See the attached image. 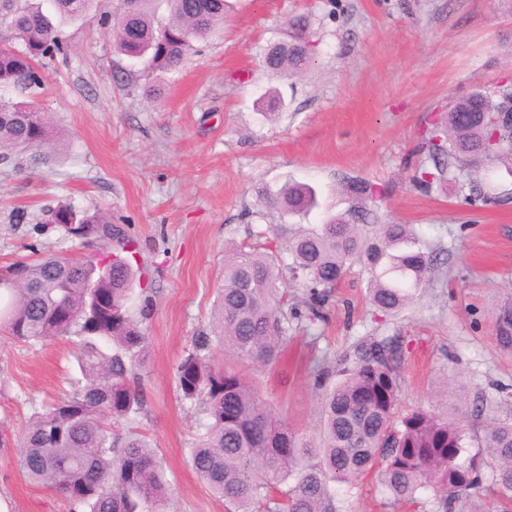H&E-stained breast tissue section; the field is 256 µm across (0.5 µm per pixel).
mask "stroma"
<instances>
[{"label": "stroma", "mask_w": 512, "mask_h": 512, "mask_svg": "<svg viewBox=\"0 0 512 512\" xmlns=\"http://www.w3.org/2000/svg\"><path fill=\"white\" fill-rule=\"evenodd\" d=\"M224 27L195 43L179 69L143 74L119 55L98 23L117 0H94L69 25L66 60L49 62L34 89L0 88L13 101L37 99L64 142L31 171L0 166V275L46 253L83 256L94 243L44 229L48 209L100 211L123 225L151 286L143 370L146 405L134 425L162 460L172 488L168 512H227L189 461L209 422L204 405L181 396L173 374L195 340L210 335L223 284L225 246L280 224L256 194L288 181L314 186L320 206L303 224L321 223L350 201L346 178L375 184L367 202L385 223L409 224L433 253L415 300L385 316L367 295L370 275L353 264L324 321L291 327L292 341L269 370L241 366L262 398L312 435L323 394L310 380L314 357L338 361L373 339L410 342L400 376L399 409L459 415L483 427L512 418V352L495 335L496 313L512 300V156L481 161L506 194L469 200L446 181L422 191L414 176L434 119L461 97L512 87V0H229ZM308 12L316 60L296 79L263 66L270 44L285 40L291 16ZM277 90L286 106L268 121L255 100ZM24 212L16 221L15 212ZM70 338L30 348L0 331V505L6 512H70L58 493L29 484L18 438L34 411L70 393L78 375ZM464 394L451 409L442 383ZM482 401L474 419L469 403ZM377 472L336 488L340 512H405L386 505Z\"/></svg>", "instance_id": "obj_1"}]
</instances>
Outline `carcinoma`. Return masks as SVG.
Wrapping results in <instances>:
<instances>
[{
  "instance_id": "cac0c4a2",
  "label": "carcinoma",
  "mask_w": 512,
  "mask_h": 512,
  "mask_svg": "<svg viewBox=\"0 0 512 512\" xmlns=\"http://www.w3.org/2000/svg\"><path fill=\"white\" fill-rule=\"evenodd\" d=\"M92 0H0V87L41 86L45 61L67 55L66 22L82 19ZM120 0L111 24L115 50L145 63V71L182 65L192 43L224 27L226 0ZM311 17L289 19V40L264 56L274 78H292L314 62ZM270 119L283 108L277 92L259 105ZM512 90L476 91L454 103L444 125L426 144L433 168L420 167L425 190L447 180L462 162L512 154ZM57 132L33 102L0 99V165L14 166L22 151L30 167L56 150ZM351 199L344 212L312 229L274 227L285 242L286 267L302 283V297L288 302L280 277L281 255L248 243L224 249V286L214 317V337L200 336L174 368L186 400L203 398L210 422L189 460L209 491L233 512H338L334 485L349 483L375 467L395 505L417 507L419 492L432 493L438 512H457L468 491L491 477L496 492L512 501V418L493 420L469 450L464 424L422 408L398 411L404 340L394 336L361 345L353 362L334 370L326 357L310 367L313 386L324 389L318 438L295 430L229 365H217L211 340L239 363L268 368L288 348V320L302 325L325 319L327 304L350 264L372 275L368 299L375 310L394 314L422 288L430 256L409 224H377L361 203L377 194L365 180L341 185ZM258 194L282 214H308L317 190L288 182ZM76 239L70 224L94 225L99 248L86 256L51 253L15 266L13 285L0 287V328L12 340L35 346L75 336L80 378L73 392L31 417L23 434L22 471L34 486L69 501L74 512H164L170 488L155 450L132 422L146 399L141 382L147 350L132 311L141 283L132 239L102 213L70 206L48 214ZM498 345L512 351V304L496 319Z\"/></svg>"
}]
</instances>
